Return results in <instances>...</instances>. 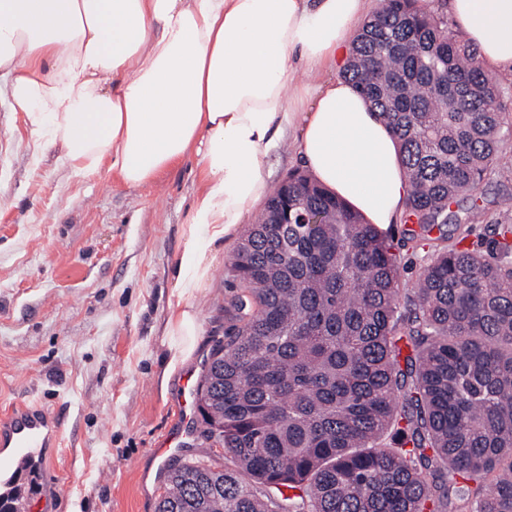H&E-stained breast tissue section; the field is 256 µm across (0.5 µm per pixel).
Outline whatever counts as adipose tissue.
<instances>
[{
	"mask_svg": "<svg viewBox=\"0 0 512 512\" xmlns=\"http://www.w3.org/2000/svg\"><path fill=\"white\" fill-rule=\"evenodd\" d=\"M371 0H0V83L40 148L77 170L110 161L130 186L201 155L204 188L184 228L170 363L192 348L191 298L218 245L267 196L264 157L300 123L302 167L368 223L400 217V148L351 83L302 78L344 66ZM483 68L512 74V0H447Z\"/></svg>",
	"mask_w": 512,
	"mask_h": 512,
	"instance_id": "ef3b65f1",
	"label": "adipose tissue"
}]
</instances>
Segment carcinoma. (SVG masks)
Listing matches in <instances>:
<instances>
[{
	"mask_svg": "<svg viewBox=\"0 0 512 512\" xmlns=\"http://www.w3.org/2000/svg\"><path fill=\"white\" fill-rule=\"evenodd\" d=\"M342 77L400 145L404 222L461 221L507 105L444 8L384 0ZM511 234L442 235L402 288L378 228L290 172L237 245L232 324L198 383V437L230 464L169 470L156 512H512Z\"/></svg>",
	"mask_w": 512,
	"mask_h": 512,
	"instance_id": "carcinoma-1",
	"label": "carcinoma"
}]
</instances>
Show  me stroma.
Segmentation results:
<instances>
[{"label": "stroma", "instance_id": "35a3bbf8", "mask_svg": "<svg viewBox=\"0 0 512 512\" xmlns=\"http://www.w3.org/2000/svg\"><path fill=\"white\" fill-rule=\"evenodd\" d=\"M34 140L25 113L1 94L0 410L34 400L58 418L51 512H156L164 472L206 456L193 438L172 456L154 450L182 428L183 380L200 375L212 338L228 326L237 293L228 262L246 228L225 239L193 298L191 356L168 370L176 261L204 185L199 155L132 188L109 162L76 171L61 164L62 146L37 153ZM459 207L467 219L444 232L467 246H487L496 225H512V135ZM410 230L401 222L384 230L405 284L431 249Z\"/></svg>", "mask_w": 512, "mask_h": 512}]
</instances>
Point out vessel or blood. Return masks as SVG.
<instances>
[{
  "instance_id": "1",
  "label": "vessel or blood",
  "mask_w": 512,
  "mask_h": 512,
  "mask_svg": "<svg viewBox=\"0 0 512 512\" xmlns=\"http://www.w3.org/2000/svg\"><path fill=\"white\" fill-rule=\"evenodd\" d=\"M47 428L46 414L25 402L0 414V512H17V491L28 479L44 483Z\"/></svg>"
}]
</instances>
